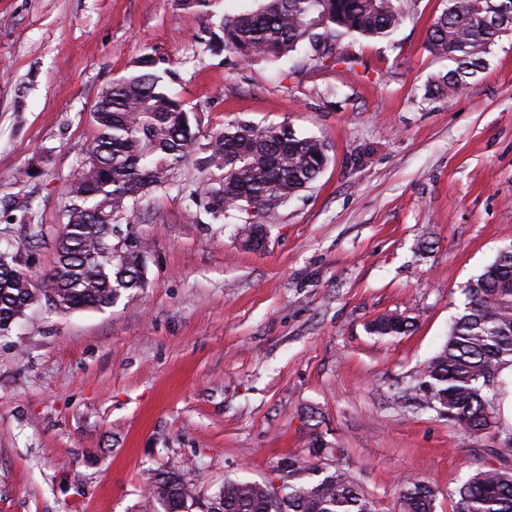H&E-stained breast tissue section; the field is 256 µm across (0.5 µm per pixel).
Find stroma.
I'll return each instance as SVG.
<instances>
[{
	"label": "stroma",
	"instance_id": "stroma-1",
	"mask_svg": "<svg viewBox=\"0 0 512 512\" xmlns=\"http://www.w3.org/2000/svg\"><path fill=\"white\" fill-rule=\"evenodd\" d=\"M447 5L407 0L394 41L359 38L353 66L312 68L210 50L205 19L173 0H0V199L28 198L49 234L100 93L146 53L177 71L199 147L246 121L293 126L330 156L259 251L236 218L193 220L183 164L134 226L144 287L103 309L38 303L0 336V512H154L146 475L173 467L204 503L228 479L273 481L317 437L378 512H400L406 476L456 512L453 490L474 461L496 465L499 436L422 408L410 385L512 244V31L453 97L426 98L448 66L426 49ZM392 311L411 333L367 331Z\"/></svg>",
	"mask_w": 512,
	"mask_h": 512
}]
</instances>
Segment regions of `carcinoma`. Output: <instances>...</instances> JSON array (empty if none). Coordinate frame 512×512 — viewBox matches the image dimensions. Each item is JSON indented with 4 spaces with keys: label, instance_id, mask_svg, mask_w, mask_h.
<instances>
[{
    "label": "carcinoma",
    "instance_id": "obj_1",
    "mask_svg": "<svg viewBox=\"0 0 512 512\" xmlns=\"http://www.w3.org/2000/svg\"><path fill=\"white\" fill-rule=\"evenodd\" d=\"M180 8L212 19L224 46L245 62L279 61L303 53L315 67L348 62L346 38L389 40L404 19L402 0H259L254 9L217 14L222 0H174ZM512 30V0H448L433 23L427 49L454 63L434 75L429 92L451 94L486 69V56ZM150 54L136 70L101 93L92 119L97 131L88 159L66 186V221L47 240L29 202L13 197L0 210L21 224L23 242L0 249V334L9 332L39 299H54L57 311L102 309L121 292L145 286L144 237L116 255L115 229L130 225L149 194L169 185L172 170L200 137L195 111L166 85L172 67H159ZM327 145L285 125L257 127L231 122L211 137L196 159L202 178L190 191L195 207L217 219L253 209L254 224L276 223L280 210L322 173ZM51 244L56 260L40 277L31 274L34 249ZM414 319L390 313L372 320L377 336H400ZM512 388V249L495 260L467 287V303L440 350L418 371L415 389L427 407L472 434H506L492 452L512 459V428L501 426L500 399ZM277 469L291 478L281 494L267 485L228 480L207 512H376L360 483L339 465L322 466L290 457ZM159 512H192L194 485L180 471L150 477ZM402 512H434L437 492L408 477L402 482ZM457 512H512V468L476 466L456 489Z\"/></svg>",
    "mask_w": 512,
    "mask_h": 512
}]
</instances>
